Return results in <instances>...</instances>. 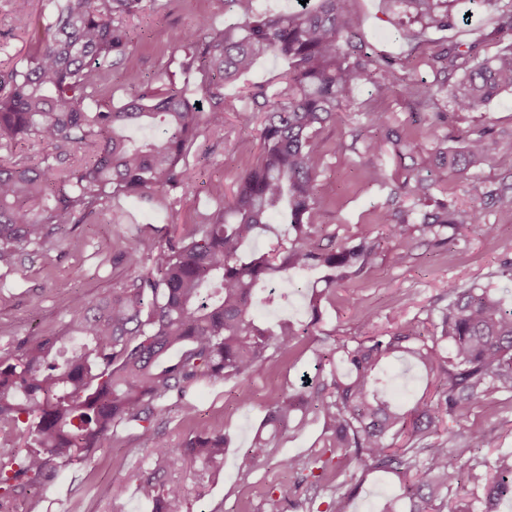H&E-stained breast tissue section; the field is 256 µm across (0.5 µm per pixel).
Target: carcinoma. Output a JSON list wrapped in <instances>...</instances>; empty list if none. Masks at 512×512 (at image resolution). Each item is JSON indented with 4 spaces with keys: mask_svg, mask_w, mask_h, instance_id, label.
<instances>
[{
    "mask_svg": "<svg viewBox=\"0 0 512 512\" xmlns=\"http://www.w3.org/2000/svg\"><path fill=\"white\" fill-rule=\"evenodd\" d=\"M144 0H49L53 13L35 33L31 53L21 65L0 67V146L33 140L64 161L85 149L88 156L67 175L46 166H21L0 158V267L12 268L32 247L67 234L116 196L192 191L185 159L200 125L224 128V84L251 69L261 55L288 61L285 86L267 95H250L263 113L262 153L238 179L228 206L219 207L177 238L143 233L120 239L112 263L124 264L127 277L96 302L76 296L61 336L18 342L0 355V509L31 489L62 483L76 465H89L101 441L149 433L173 397L181 414L197 418L193 395L200 382L232 380L238 399L253 401L252 384L266 371L269 350L292 352L309 333L283 321L260 328L253 318L257 290L278 276L292 282L311 269L324 272V287L312 290V307L329 298L336 285L375 266L383 243H396L393 261L412 255L416 235L446 244L445 230L465 224L491 237L482 208L404 210L407 198L423 206L448 177L469 180L496 150L491 129L471 131L456 148L430 147L389 126L387 113L370 112L369 127L351 131L364 152L374 155L388 144L397 156L421 158L407 180L388 184L380 165L368 178L390 185L380 215L386 232L367 231L355 239L326 236L315 217L324 209L318 171L324 145L318 132L336 122L370 85L386 98L403 84L429 102L427 88L406 82L414 59L378 55L358 38L360 20L352 0H308L288 13L262 15L257 0H224L240 22L204 40L195 31L180 37L181 68L201 75L209 108H197L186 90L131 96L116 107L101 103L106 74L100 65L122 64L131 38L127 17ZM427 30L458 26L457 0H396ZM512 37V4L498 11L490 33L478 29L472 41L450 40L432 52L427 65L441 78L454 112H474L504 90H512V48L475 65L489 36ZM464 76L448 84L457 71ZM138 130L133 138L129 131ZM500 209L512 211V185L487 191ZM283 225L277 247L244 261L245 243L271 223ZM151 262L141 271L142 263ZM448 304L439 310L431 334L422 321L394 330L336 338L318 354L315 378L288 389L265 404L264 426L285 428L310 414L323 420L326 438L305 460L285 457L280 464L294 480L272 487L271 512L315 502L317 491L334 489L325 512H347L355 490L342 491L353 469H379L395 475L400 492L387 496L383 512H494L512 499V454L494 460L450 463V448L497 447L494 435L460 432L448 421L498 393H512V305L490 288L448 283ZM66 342L79 350L60 364L55 353ZM405 360L423 374L433 392L406 407L388 389L382 365ZM272 437L259 432L243 449L249 467L270 453ZM226 434L200 422L181 448L162 441L147 449L149 470L138 491L150 512H186L183 486L164 475L187 462L217 471L224 463Z\"/></svg>",
    "mask_w": 512,
    "mask_h": 512,
    "instance_id": "cac0c4a2",
    "label": "carcinoma"
}]
</instances>
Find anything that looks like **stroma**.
<instances>
[{"label": "stroma", "instance_id": "stroma-1", "mask_svg": "<svg viewBox=\"0 0 512 512\" xmlns=\"http://www.w3.org/2000/svg\"><path fill=\"white\" fill-rule=\"evenodd\" d=\"M44 2L0 0V64L12 65L31 51L30 25ZM353 10L360 19L362 37L376 51L397 57L411 50L412 41L398 36L411 24L396 0H353ZM202 18L216 32L237 22L236 15L225 10L224 0H168L161 10L145 6L129 23L131 54L109 73L108 100L116 103L133 89L157 90L171 82L196 92L199 75L179 67L183 57L179 38ZM286 68L284 60L266 55L238 81L225 84L223 131L201 127L187 156L194 192L157 193L148 199L112 198L68 237L35 250L14 269L1 268L0 353L12 350L23 339L61 334L70 320L72 297L81 295L94 301L109 293L126 274L124 268L112 265L113 241L154 228L177 237L212 212L217 191L231 193L261 151L259 121H246L241 115L247 94L258 88L277 90ZM131 72L139 77L137 85L127 80ZM372 112L388 113L391 123L408 135L448 147L458 146L468 131L485 126L502 136L512 135V90L500 93L477 111L458 113L442 93L434 104L422 106L400 92L377 100L371 87L362 88L356 104L319 133L326 153L319 177L325 206L318 221L326 234L353 238L367 229L379 231V215L386 207L389 190L369 182L365 170L371 164H381L390 182L398 183L404 181L411 165L388 148L375 157L364 155L360 144L353 142L352 129L367 126ZM479 180L475 188L452 178L447 189L435 190L434 195L461 209L480 205L486 223L496 227L493 237H482L470 226L448 231L444 246L436 245L433 237H421L403 265L394 264L391 252H384L364 276L337 286L335 297L323 301L316 324L311 321L304 291L320 273L311 270L299 275L296 284L300 291L287 304L254 308V318L263 327L273 329L280 321L289 320L309 326L310 334L293 353L274 355L253 383L252 404L239 402L233 382L201 384L194 396L196 421L183 419L173 402H166L153 434L133 442L104 439L92 471L70 473L64 484L44 493V503L35 507L36 512H148L136 490L146 448L157 439L182 447L200 421L228 434L231 443L225 450L224 466L215 475L201 477L195 465L178 472L188 491V512H268L267 489L289 478L280 465L282 456L309 454L322 440L324 424L312 416L305 423L290 424L276 439L273 453L249 471L242 465L241 450L262 427L264 405L288 384L298 383L303 374L314 373L317 351L332 338L365 336L416 319L434 320L451 280L497 288L506 302L512 303V283L496 276L501 263L512 260V212L499 210L483 196L485 190L499 184H512V147L502 146L481 170ZM456 426L462 430L482 428L496 436L497 448L482 451L487 458L500 451L512 452V403L485 402L460 416ZM96 485L110 486L112 499H99L92 491ZM397 487L393 475L370 474L358 484L351 512H380L385 498Z\"/></svg>", "mask_w": 512, "mask_h": 512}]
</instances>
